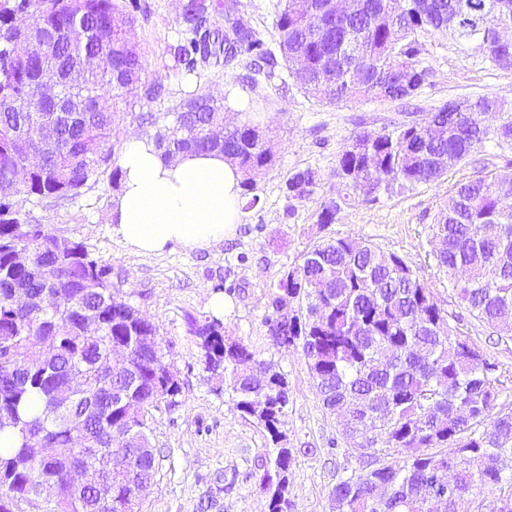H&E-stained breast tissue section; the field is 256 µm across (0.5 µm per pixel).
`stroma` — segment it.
<instances>
[{"instance_id":"1","label":"stroma","mask_w":512,"mask_h":512,"mask_svg":"<svg viewBox=\"0 0 512 512\" xmlns=\"http://www.w3.org/2000/svg\"><path fill=\"white\" fill-rule=\"evenodd\" d=\"M145 3L147 13L138 21L134 40L145 81L164 76L172 92L171 98L152 105L153 111L165 112L175 105L180 90L179 78L164 75L162 69L165 47L180 26L179 9L173 0ZM427 48L433 76L418 101L421 109L489 94L500 97L505 111L512 113V72L480 68L441 31L428 35ZM241 97L247 103L246 118L264 131L274 164L256 177L257 202L244 210L242 224L213 247L187 251L173 245L149 258L131 253L112 230L110 211L117 190L106 177L67 207L31 209L46 231L83 243L91 256L110 265L120 298L154 321L163 345L170 348L182 393L177 406L162 404L149 413V438L159 456L140 512H268L262 482L273 470L271 437L217 392L189 330L190 318L210 315L219 282L234 290L224 298L226 338L247 345L257 360L277 364L288 378L291 400L284 431L293 459L288 487L292 512H336L335 484L360 470L363 460L343 442L335 416L324 409L301 350L271 345L264 319L272 283L300 263L313 245L350 238L403 258L448 312L461 314L447 276L434 263L431 226L457 184L488 171L512 177V151L490 146L438 182L384 194L375 202L352 194L335 224L323 228L316 212L321 201L341 190L338 155L359 123L376 130L391 127L407 120L406 110L379 100L317 102L284 69L277 78L258 79ZM307 167L320 174L315 194L305 201L288 199L286 180ZM461 316L460 333L495 365L504 382L497 410H512V340L498 339L470 315Z\"/></svg>"}]
</instances>
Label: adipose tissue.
<instances>
[{
	"label": "adipose tissue",
	"instance_id": "ef3b65f1",
	"mask_svg": "<svg viewBox=\"0 0 512 512\" xmlns=\"http://www.w3.org/2000/svg\"><path fill=\"white\" fill-rule=\"evenodd\" d=\"M121 188L112 200L113 230L149 258L176 244L188 251L232 236L241 222L243 172L220 152L163 159L150 134H129L119 157Z\"/></svg>",
	"mask_w": 512,
	"mask_h": 512
}]
</instances>
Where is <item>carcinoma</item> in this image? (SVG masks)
<instances>
[{"instance_id":"1","label":"carcinoma","mask_w":512,"mask_h":512,"mask_svg":"<svg viewBox=\"0 0 512 512\" xmlns=\"http://www.w3.org/2000/svg\"><path fill=\"white\" fill-rule=\"evenodd\" d=\"M237 6L235 0H181V29L166 46L162 68L182 77L186 88L170 111L137 118L152 129L166 160L188 151L224 153L244 173L247 209L257 201L254 177L272 165L273 155L252 121L224 123V103L201 83L211 63L244 65L242 85L252 87L253 74L274 76L280 57L301 91L321 102L404 104L428 84L424 35L437 30L481 68L512 72V40L499 35L512 29V0H361L350 14L337 11L336 0H279L276 52L250 27L224 38L213 14ZM144 10L141 0H0V104L36 97L48 67L62 73L84 58L99 60L91 76L95 96L85 111L68 126L50 128L64 145L60 153L41 148L29 113L0 107V432L15 438V446L0 447V512H24L40 483L57 486L58 507L44 512H128L127 484L156 472L147 415L164 401L174 404L182 392L167 376L161 342L140 345L143 337L159 336V327L116 297L111 267L84 244L30 222L25 210L28 203L73 201L106 173L119 186L112 131L123 113L103 101L102 92L115 101L133 95L148 103L166 93L158 78L142 82V58L128 39ZM32 34L52 46L43 62L14 55V46ZM468 104L469 111L460 112L449 100L421 122L355 133L336 165L343 192L321 202L316 223H335L362 183L371 187L366 199L375 202L382 192L439 181L488 142L512 148V115L494 126L484 123L485 114L503 111L502 102L481 95ZM318 181L317 171L297 170L285 194L306 200ZM452 199L432 225L442 239L435 264L470 316L498 338L512 339V179L486 172L457 186ZM490 225L497 228L492 237L485 235ZM88 280L100 288H83ZM17 288L27 292L22 305ZM271 288L267 329L296 339L322 405L340 416L344 441L368 457L360 472L333 488L339 512H432V501L439 512H471L473 490L486 485L501 490L489 512H512V413L493 415L503 381L473 344L453 336L459 317L448 314L403 259L367 242L329 239ZM90 315L103 325L99 336L85 335ZM190 332L200 339L205 370L229 384L236 408L278 445L269 512H291L292 455L280 446L286 376L270 362L268 382H255L248 372L253 352L225 338L220 318H193ZM125 346L135 349L132 364L102 369L112 350ZM379 347L392 351L381 363ZM44 348L55 350L52 364L29 367ZM76 365L89 373L80 398L70 396L67 385ZM114 384L126 388L120 402L112 398ZM116 433L132 442L116 477L92 487L71 485L67 475L85 449L69 444L94 442L101 461ZM39 442L70 451L40 457ZM377 485L386 488L384 495H374Z\"/></svg>"}]
</instances>
